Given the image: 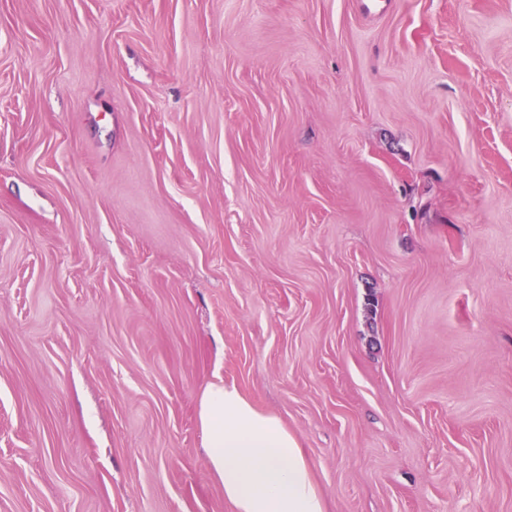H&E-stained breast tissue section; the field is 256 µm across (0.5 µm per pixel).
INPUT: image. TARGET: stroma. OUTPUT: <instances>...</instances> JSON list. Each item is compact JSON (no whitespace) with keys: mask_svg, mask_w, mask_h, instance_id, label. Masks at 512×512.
Instances as JSON below:
<instances>
[{"mask_svg":"<svg viewBox=\"0 0 512 512\" xmlns=\"http://www.w3.org/2000/svg\"><path fill=\"white\" fill-rule=\"evenodd\" d=\"M217 374L328 512H512V0H0V512H232Z\"/></svg>","mask_w":512,"mask_h":512,"instance_id":"1","label":"stroma"}]
</instances>
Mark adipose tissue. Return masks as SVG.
Segmentation results:
<instances>
[{
	"label": "adipose tissue",
	"instance_id": "adipose-tissue-1",
	"mask_svg": "<svg viewBox=\"0 0 512 512\" xmlns=\"http://www.w3.org/2000/svg\"><path fill=\"white\" fill-rule=\"evenodd\" d=\"M198 419L209 469L233 512H328L297 436L236 384L210 381Z\"/></svg>",
	"mask_w": 512,
	"mask_h": 512
}]
</instances>
